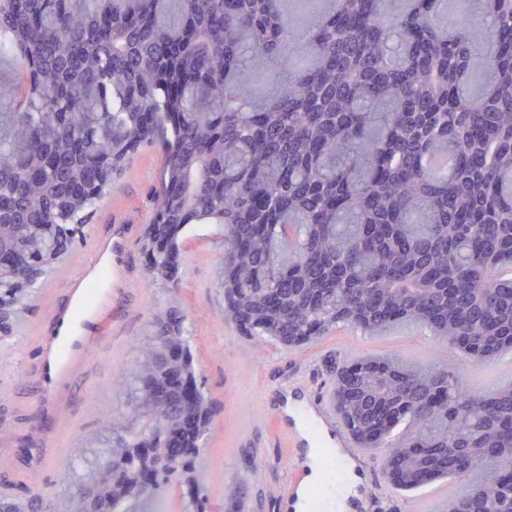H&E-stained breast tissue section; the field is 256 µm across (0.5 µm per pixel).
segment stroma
<instances>
[{
    "mask_svg": "<svg viewBox=\"0 0 512 512\" xmlns=\"http://www.w3.org/2000/svg\"><path fill=\"white\" fill-rule=\"evenodd\" d=\"M163 167L159 148L146 147L130 161L113 182L110 192L98 203L91 227L109 223L113 209L139 207L145 223L156 215V192ZM218 228L199 225L181 246L176 280L161 286L143 279L134 295L120 308L128 322L112 360L97 371L105 388L90 395L83 405L73 461L79 468L64 465L50 473L41 508L37 512H67L71 493L90 468L107 435L111 415L128 412L127 388L114 385L121 369L139 353L140 343L152 331L155 307L177 298L187 317L196 360L199 389L215 403L214 422L198 462L210 507H222L235 484L246 482L249 495L245 512H277L283 492L286 465L293 446L286 428L276 420V409L284 390L314 389L316 384L333 387L338 369L365 356L397 357L427 366H439L448 359L446 343L413 327L396 328L383 336H364L337 330L299 348L284 349L269 344L257 349L251 337L224 321V290L220 286ZM45 313L41 296H34L24 314L23 328L10 340L12 357L0 361V420L14 447L24 444L26 423L21 403L27 389L18 372L26 350L27 327ZM367 474L358 486L353 512H443L448 497L457 487L437 482L417 496L396 494L386 479L378 454L364 453Z\"/></svg>",
    "mask_w": 512,
    "mask_h": 512,
    "instance_id": "stroma-1",
    "label": "stroma"
}]
</instances>
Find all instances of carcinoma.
Listing matches in <instances>:
<instances>
[{
	"mask_svg": "<svg viewBox=\"0 0 512 512\" xmlns=\"http://www.w3.org/2000/svg\"><path fill=\"white\" fill-rule=\"evenodd\" d=\"M308 26L285 0H0V56L30 76L0 104V302L23 311L40 261L88 233L139 149L163 145L147 274L173 276L180 232L215 224L224 321L295 347L406 323L492 364L512 354V0H473L474 42L447 0H326ZM170 306L122 373L112 420L69 512H130L196 466L214 413L190 401L194 357ZM352 374L345 427L386 429L402 493L448 479V512H512V383L401 359ZM193 448L153 461L132 448Z\"/></svg>",
	"mask_w": 512,
	"mask_h": 512,
	"instance_id": "obj_1",
	"label": "carcinoma"
}]
</instances>
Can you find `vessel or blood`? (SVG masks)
<instances>
[{"instance_id": "vessel-or-blood-1", "label": "vessel or blood", "mask_w": 512, "mask_h": 512, "mask_svg": "<svg viewBox=\"0 0 512 512\" xmlns=\"http://www.w3.org/2000/svg\"><path fill=\"white\" fill-rule=\"evenodd\" d=\"M141 229L139 220L113 218L82 245L64 273L62 287L50 289L48 314L27 338L34 356L22 362L30 388L25 446L0 448V467L13 479L26 481L63 466L73 452L77 387L94 356L111 351L113 338L122 333L118 305L140 282L130 254ZM281 416L299 448L287 468L281 512H299L308 497L315 512H326L327 480L315 476L305 451L318 446L336 449L337 463L352 480L359 474L352 438L330 411L299 395L285 398Z\"/></svg>"}]
</instances>
